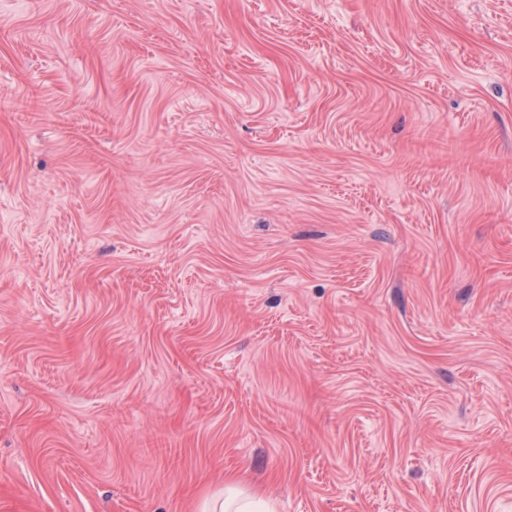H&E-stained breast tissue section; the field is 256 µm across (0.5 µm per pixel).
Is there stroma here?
Returning <instances> with one entry per match:
<instances>
[{
	"instance_id": "obj_1",
	"label": "stroma",
	"mask_w": 512,
	"mask_h": 512,
	"mask_svg": "<svg viewBox=\"0 0 512 512\" xmlns=\"http://www.w3.org/2000/svg\"><path fill=\"white\" fill-rule=\"evenodd\" d=\"M512 512V0H0V512ZM217 502L213 509L203 511L213 512H268L271 511L270 503L261 496L245 495L233 479L224 486V502L217 508Z\"/></svg>"
}]
</instances>
